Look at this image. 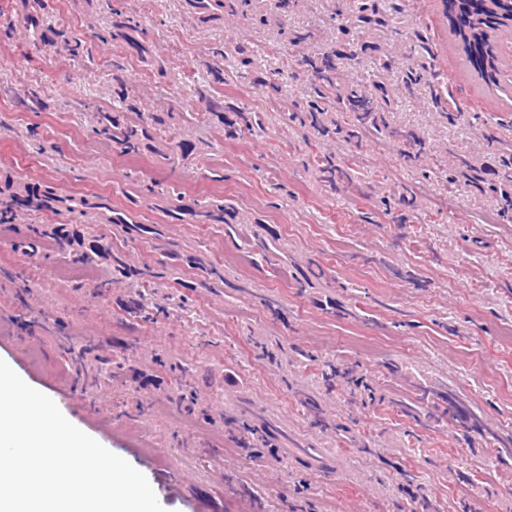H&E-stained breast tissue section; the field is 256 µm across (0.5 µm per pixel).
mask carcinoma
<instances>
[{"label":"carcinoma","mask_w":512,"mask_h":512,"mask_svg":"<svg viewBox=\"0 0 512 512\" xmlns=\"http://www.w3.org/2000/svg\"><path fill=\"white\" fill-rule=\"evenodd\" d=\"M456 3L455 22L452 28L460 39L467 62L481 74L485 82L497 85L504 64L497 50V42L491 40V33L499 35L509 32L512 26V0H453ZM319 83L317 100L311 105L316 109L319 105L330 103L328 89L337 84L336 73L329 70L316 72ZM342 112H352L356 121L364 123L376 110L378 100L365 87L351 90L347 96L336 98ZM448 406L454 409L460 423L466 429L479 426V418L470 410L461 407L453 397H448Z\"/></svg>","instance_id":"carcinoma-1"}]
</instances>
